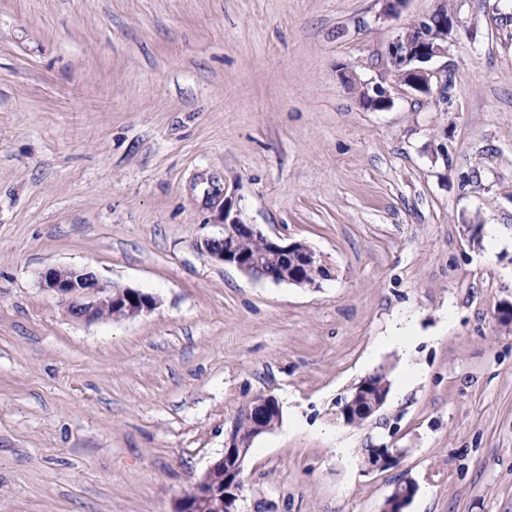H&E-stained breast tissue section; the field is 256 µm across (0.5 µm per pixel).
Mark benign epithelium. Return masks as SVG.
Here are the masks:
<instances>
[{
	"label": "benign epithelium",
	"mask_w": 512,
	"mask_h": 512,
	"mask_svg": "<svg viewBox=\"0 0 512 512\" xmlns=\"http://www.w3.org/2000/svg\"><path fill=\"white\" fill-rule=\"evenodd\" d=\"M458 24V16L448 12L444 2L439 3L433 11L414 19L411 26L416 31V40L399 36L386 50L385 66L393 83L410 94L432 95L448 103L445 91L447 79L428 68V64L435 58L448 56ZM336 76L356 94L362 108L380 111L391 106L390 91L382 84L364 81L347 67L337 69ZM221 215L225 236L206 239L202 244V251L210 258L233 266L246 275L256 276L257 268L261 267L260 258L249 256L238 248L242 240L254 238L262 240L270 251L283 259V268L273 281L317 288L322 280L329 277L321 256L310 246L300 241L285 244L267 237L257 225L245 223L241 210L229 200L224 201ZM43 287L66 298L71 314L84 321L103 317L131 319L157 306L153 295L130 287L106 285L86 268L50 269L43 275ZM365 384L366 381H361L352 395L341 398V414L347 417L357 410L367 418L384 405L382 401L369 408L360 405V392ZM244 410L254 416V439L273 431L280 423V409L265 397L255 398ZM244 450L242 435L233 425L224 442L223 453L210 463L191 491L181 498L177 512H206L207 505L214 500L226 501L230 503V512H238L237 503L243 499L245 492L242 478ZM404 453L402 448L374 447L366 455L364 470L373 472L393 468L399 464ZM216 470L224 471V482L212 479ZM415 492L416 487L411 482L404 483L402 489L393 488L382 512H406Z\"/></svg>",
	"instance_id": "benign-epithelium-1"
}]
</instances>
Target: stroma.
Listing matches in <instances>:
<instances>
[{"instance_id":"35a3bbf8","label":"stroma","mask_w":512,"mask_h":512,"mask_svg":"<svg viewBox=\"0 0 512 512\" xmlns=\"http://www.w3.org/2000/svg\"><path fill=\"white\" fill-rule=\"evenodd\" d=\"M435 5L0 0V512H176L259 395L282 421L242 512H382L404 481L406 512H512V0H455L448 104L367 111L336 77L379 80ZM228 199L330 278L208 258ZM69 267L159 304L76 319L42 286ZM371 445L405 454L369 473ZM359 384V383H357ZM366 384V387H365ZM365 387V389H364ZM362 389L365 390V392L370 396H385L389 394L390 390V383L387 378V373L382 368L380 371L374 372L373 374L369 375L367 377V383L366 379L362 380L360 384L355 388V391L352 393L351 396L346 395L343 398H341V404L340 405V413L344 415V417L349 416V414L353 411L359 410L361 414L364 415L365 418L368 419L369 416L374 414L376 411H378L386 402L385 398L379 403H373L371 407L367 408L365 406H361L359 404L360 402V392ZM366 419L360 417V419H355L352 415L347 417L345 420V425L348 426H360L364 423Z\"/></svg>"}]
</instances>
